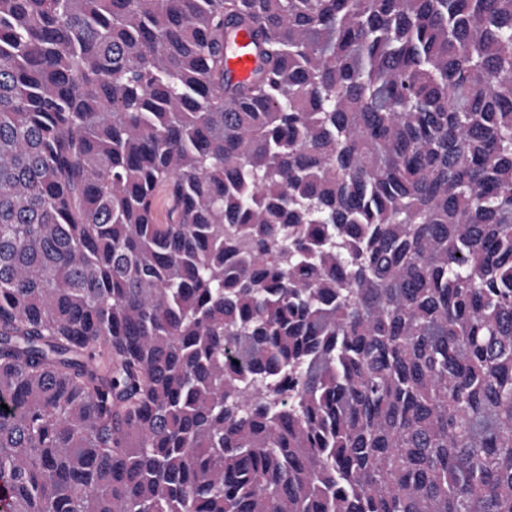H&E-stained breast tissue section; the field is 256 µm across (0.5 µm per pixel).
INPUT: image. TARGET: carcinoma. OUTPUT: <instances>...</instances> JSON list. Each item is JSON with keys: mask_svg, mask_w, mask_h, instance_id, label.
I'll list each match as a JSON object with an SVG mask.
<instances>
[{"mask_svg": "<svg viewBox=\"0 0 512 512\" xmlns=\"http://www.w3.org/2000/svg\"><path fill=\"white\" fill-rule=\"evenodd\" d=\"M2 404L0 512H512V0H0ZM251 39L248 31L239 30L235 45L224 47V73L233 83L249 86L254 80L258 64L257 55L249 48Z\"/></svg>", "mask_w": 512, "mask_h": 512, "instance_id": "obj_1", "label": "carcinoma"}]
</instances>
